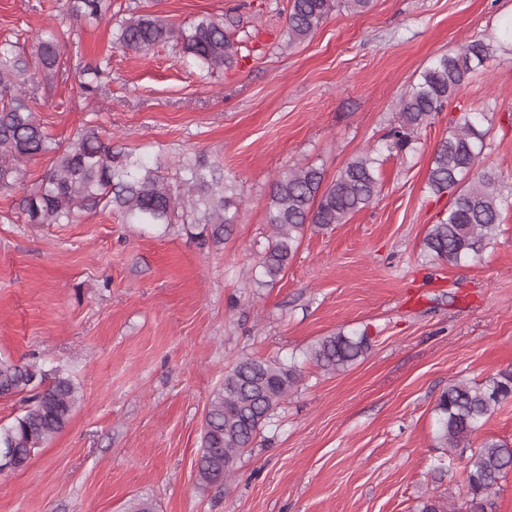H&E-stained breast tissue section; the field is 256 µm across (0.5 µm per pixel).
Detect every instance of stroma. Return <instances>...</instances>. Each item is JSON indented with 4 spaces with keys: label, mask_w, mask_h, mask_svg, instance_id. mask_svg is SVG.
I'll list each match as a JSON object with an SVG mask.
<instances>
[{
    "label": "stroma",
    "mask_w": 512,
    "mask_h": 512,
    "mask_svg": "<svg viewBox=\"0 0 512 512\" xmlns=\"http://www.w3.org/2000/svg\"><path fill=\"white\" fill-rule=\"evenodd\" d=\"M65 0H0V42L31 51L60 33L82 62L111 55L97 97L68 70L39 86L34 111L66 144L97 127L116 150L148 153L171 182L199 156L236 181L238 218L220 243L184 225L124 223L104 209L69 224L26 223L18 203L53 154L21 161L0 187V357L70 375L82 393L67 427L26 466L0 473V512H417L461 502L438 467L436 401L449 383L512 368V0H372L333 10L288 41V0H114L189 27L239 19L234 67L199 78L180 48L112 45V27L69 15ZM497 49L404 150L401 105L439 55L475 38ZM482 114V166L506 200L473 263L434 258L423 240L448 209L428 185L436 144ZM376 150L381 193L346 223L308 227L272 285L253 276L271 230L276 176L312 165L333 181ZM370 347L338 372L307 349L336 332ZM295 361L296 387L224 484L202 486L205 411L238 358Z\"/></svg>",
    "instance_id": "1"
}]
</instances>
